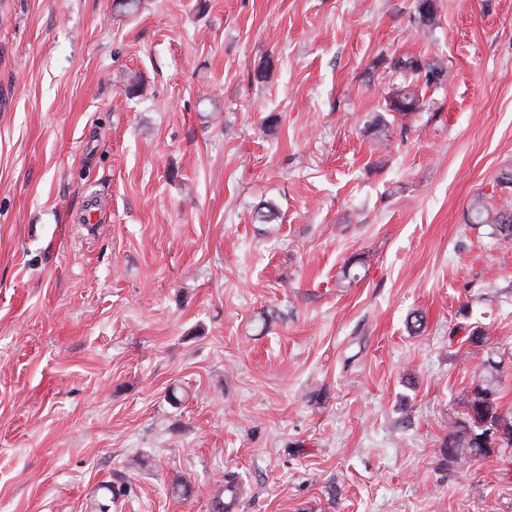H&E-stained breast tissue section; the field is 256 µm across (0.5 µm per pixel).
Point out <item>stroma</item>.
<instances>
[{
  "label": "stroma",
  "instance_id": "stroma-1",
  "mask_svg": "<svg viewBox=\"0 0 512 512\" xmlns=\"http://www.w3.org/2000/svg\"><path fill=\"white\" fill-rule=\"evenodd\" d=\"M436 5L0 0V512H512L443 447L512 411V0ZM395 69L417 73L418 78L423 73L424 84L422 87L417 85L403 86L396 91L390 101V107L393 112L398 114H409L416 112L426 105L424 102L423 90L430 86L437 85L438 81L444 76L445 66L439 60H433L428 63H422L417 59L398 58L394 61ZM500 202L494 205L485 196H477L470 204L468 223L484 224L492 229V233L503 240L512 238V201L499 197ZM479 381L465 401L466 410L461 420L454 421L448 434L444 448H448L450 460H457L462 455H484L494 446L512 448V412L504 415L498 408L494 386L485 378L480 377ZM486 424H500L504 428L503 430L498 425L493 426V431H498L497 435L503 432L499 439L493 440L490 444L482 443L478 439L481 434L479 428Z\"/></svg>",
  "mask_w": 512,
  "mask_h": 512
}]
</instances>
